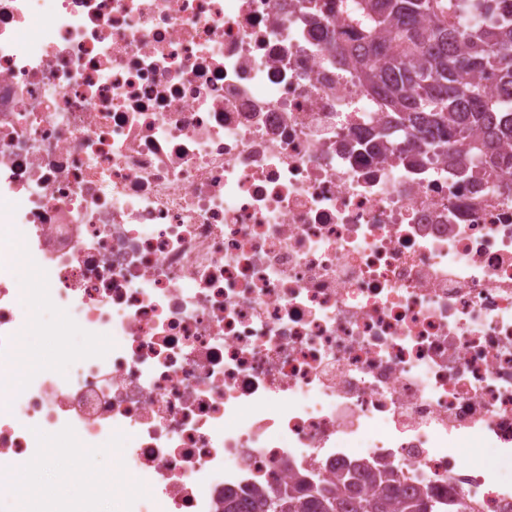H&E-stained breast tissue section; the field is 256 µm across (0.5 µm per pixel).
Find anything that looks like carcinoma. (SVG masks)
<instances>
[{
	"mask_svg": "<svg viewBox=\"0 0 512 512\" xmlns=\"http://www.w3.org/2000/svg\"><path fill=\"white\" fill-rule=\"evenodd\" d=\"M479 9V0H350L348 19L359 33L352 48L369 85L385 92L388 120L374 138L405 141L422 135L427 149L443 147L445 130L465 138L474 127L487 130L483 142L467 144L480 156L493 140L512 138V98L485 100L478 73L488 71L512 85V15H501L480 33L454 20ZM360 473L348 468L336 480L303 478L281 484L260 499V512H464L459 497L447 504L427 492L401 491L387 467L371 472L377 491L361 490Z\"/></svg>",
	"mask_w": 512,
	"mask_h": 512,
	"instance_id": "1",
	"label": "carcinoma"
}]
</instances>
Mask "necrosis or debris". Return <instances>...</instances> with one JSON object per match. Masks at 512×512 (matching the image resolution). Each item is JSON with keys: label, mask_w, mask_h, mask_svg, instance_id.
<instances>
[{"label": "necrosis or debris", "mask_w": 512, "mask_h": 512, "mask_svg": "<svg viewBox=\"0 0 512 512\" xmlns=\"http://www.w3.org/2000/svg\"><path fill=\"white\" fill-rule=\"evenodd\" d=\"M356 43L342 0H0V384L35 311L86 339L0 404V512L47 438L119 449L113 512L353 465L512 512V193L372 141Z\"/></svg>", "instance_id": "4bbe7bcc"}]
</instances>
